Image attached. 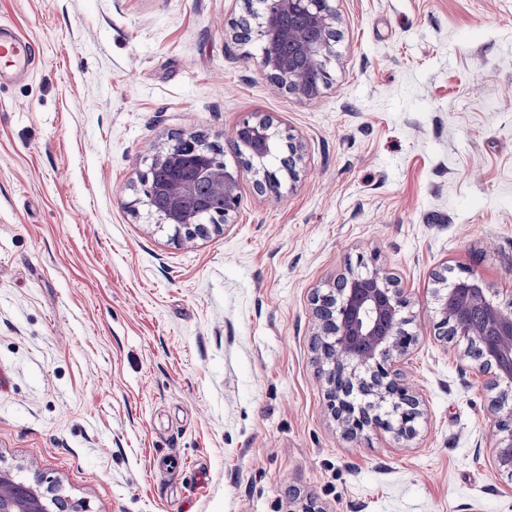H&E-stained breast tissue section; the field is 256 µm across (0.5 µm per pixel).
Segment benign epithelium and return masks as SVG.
Wrapping results in <instances>:
<instances>
[{
  "label": "benign epithelium",
  "mask_w": 512,
  "mask_h": 512,
  "mask_svg": "<svg viewBox=\"0 0 512 512\" xmlns=\"http://www.w3.org/2000/svg\"><path fill=\"white\" fill-rule=\"evenodd\" d=\"M330 0H260L256 26L235 33L240 40L261 39L265 46L259 69L280 89L299 98L319 93L316 75L334 55L337 21ZM274 132L265 119L241 120L231 138L263 161ZM281 161L288 180L297 178L293 146ZM152 169L157 179H145L140 202L158 217V227L185 244L223 230L240 204V175L228 169L218 153L195 135L179 137L158 148ZM280 170V171H282ZM280 171L254 169L255 185L265 193L281 187ZM434 282L435 335L444 342L463 340L478 345L479 367L492 374L498 390L495 407L501 413L493 455L512 469V305L489 298L488 282L465 271L450 282L441 274ZM408 301L395 277L376 253L359 255L347 273L314 299L316 331L313 347L324 374L327 410L343 436L356 439L379 429L398 439H410L423 416L420 402L395 369L396 362L416 345L418 336L406 325ZM46 488H41V485ZM0 512H86L55 494L52 482L25 484L0 470Z\"/></svg>",
  "instance_id": "7a95c632"
}]
</instances>
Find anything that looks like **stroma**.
I'll list each match as a JSON object with an SVG mask.
<instances>
[{
  "mask_svg": "<svg viewBox=\"0 0 512 512\" xmlns=\"http://www.w3.org/2000/svg\"><path fill=\"white\" fill-rule=\"evenodd\" d=\"M318 97L279 89L246 0H0L29 75L0 81V469L89 512H512L491 376L434 329L435 273L512 299V0H330ZM269 118L299 177L259 193L229 144ZM194 133L241 172L223 233L178 245L136 204ZM404 288L416 435L344 437L312 299L358 254Z\"/></svg>",
  "mask_w": 512,
  "mask_h": 512,
  "instance_id": "35a3bbf8",
  "label": "stroma"
}]
</instances>
